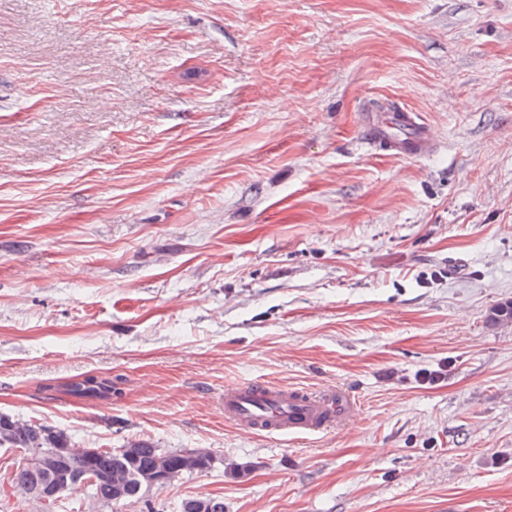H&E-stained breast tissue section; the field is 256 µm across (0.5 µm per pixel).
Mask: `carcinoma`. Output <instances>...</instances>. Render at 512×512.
Returning a JSON list of instances; mask_svg holds the SVG:
<instances>
[{
	"instance_id": "1",
	"label": "carcinoma",
	"mask_w": 512,
	"mask_h": 512,
	"mask_svg": "<svg viewBox=\"0 0 512 512\" xmlns=\"http://www.w3.org/2000/svg\"><path fill=\"white\" fill-rule=\"evenodd\" d=\"M89 375L72 385L80 396L95 397L111 390L104 382L90 385ZM0 447L19 448L26 453L18 465L12 485L32 504L49 512L58 499L88 493L112 507L145 500L161 485L157 476L169 471L174 479L212 469L210 451L164 450L150 440L129 442L121 448H76L62 431L0 414ZM181 512H224V500L214 497L182 501Z\"/></svg>"
}]
</instances>
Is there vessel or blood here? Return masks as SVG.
I'll list each match as a JSON object with an SVG mask.
<instances>
[{
	"mask_svg": "<svg viewBox=\"0 0 512 512\" xmlns=\"http://www.w3.org/2000/svg\"><path fill=\"white\" fill-rule=\"evenodd\" d=\"M434 144L431 135L419 132L409 144L396 140L392 146L398 154L416 156ZM222 408L225 419L240 430L295 436L326 431L346 421L352 412L350 402L344 401L335 388L308 393L264 381H249L225 388Z\"/></svg>",
	"mask_w": 512,
	"mask_h": 512,
	"instance_id": "1",
	"label": "vessel or blood"
}]
</instances>
